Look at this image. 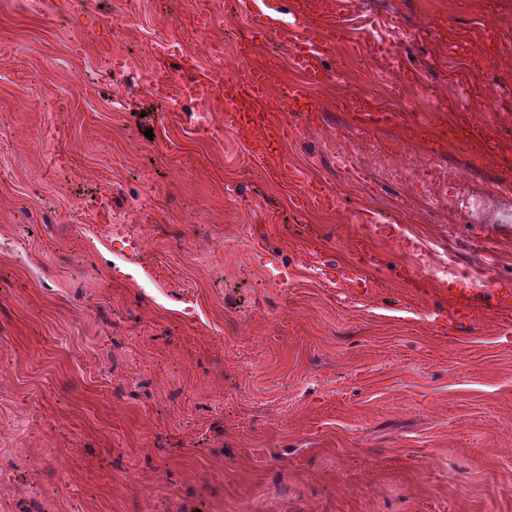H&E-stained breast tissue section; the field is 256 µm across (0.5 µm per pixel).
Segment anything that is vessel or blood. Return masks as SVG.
I'll use <instances>...</instances> for the list:
<instances>
[{"label":"vessel or blood","mask_w":512,"mask_h":512,"mask_svg":"<svg viewBox=\"0 0 512 512\" xmlns=\"http://www.w3.org/2000/svg\"><path fill=\"white\" fill-rule=\"evenodd\" d=\"M349 4L350 0H292L289 19L277 17L272 7L258 11L253 17L256 37H270L289 48L303 79V89L292 90L288 96L287 107L295 117L311 121L317 117L311 93L327 82L325 58L335 51L337 43L349 36L344 20ZM253 51V40L236 46L234 53L240 65L229 76L219 67L197 74L193 64L187 61L165 68L166 79L154 91L166 95L174 89L181 99L217 107L238 142L264 162L269 177L280 178L286 169L281 152L285 125L276 120L268 106L275 75L267 66L253 62ZM338 104L352 113L357 130L362 132L393 126L402 119L401 113L366 107L349 96L340 97ZM292 203L299 210L309 206L329 210L336 207L333 192L322 182L307 177L300 178ZM362 223L364 230L354 240L346 258L330 267L336 289L344 300L352 303L374 296L376 285L372 272L380 262V253L370 233L377 220L368 215ZM504 242L512 245V232L494 224L481 248L491 258ZM432 262L431 255L418 252L415 262L400 266L397 279L409 288L419 289L421 295L435 294L447 299V307L439 309L434 316L437 325L460 333L475 329L480 317L490 315L500 329L512 330L511 288L499 285L482 269L433 278L429 275Z\"/></svg>","instance_id":"obj_1"}]
</instances>
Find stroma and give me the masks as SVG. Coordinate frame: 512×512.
I'll use <instances>...</instances> for the list:
<instances>
[{"instance_id": "35a3bbf8", "label": "stroma", "mask_w": 512, "mask_h": 512, "mask_svg": "<svg viewBox=\"0 0 512 512\" xmlns=\"http://www.w3.org/2000/svg\"><path fill=\"white\" fill-rule=\"evenodd\" d=\"M70 2L0 0V512H512V335L438 330L382 233L371 301L325 277L367 211L461 271L512 225V0H352L276 181L214 107L139 81L157 46L232 73L254 0ZM258 55L285 113L302 79ZM343 93L424 137L362 135ZM432 168L458 179L436 200ZM300 176L336 210L296 212ZM490 232L483 238L481 248L491 260L494 257L499 245L506 241L512 248V234L510 230H505L502 225L489 224Z\"/></svg>"}]
</instances>
